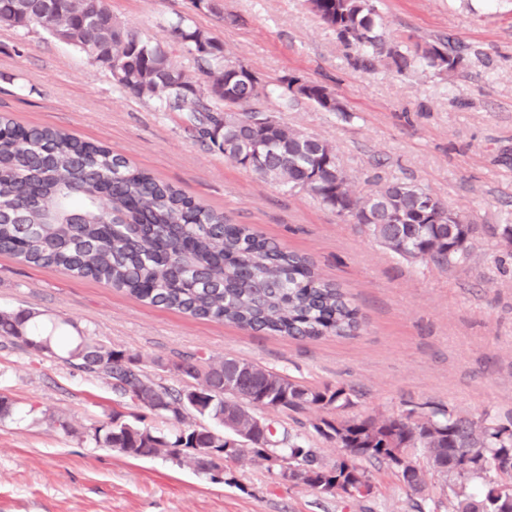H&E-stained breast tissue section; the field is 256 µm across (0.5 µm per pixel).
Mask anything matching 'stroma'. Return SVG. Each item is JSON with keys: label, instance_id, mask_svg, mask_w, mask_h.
I'll return each instance as SVG.
<instances>
[{"label": "stroma", "instance_id": "obj_1", "mask_svg": "<svg viewBox=\"0 0 512 512\" xmlns=\"http://www.w3.org/2000/svg\"><path fill=\"white\" fill-rule=\"evenodd\" d=\"M126 29L166 47L198 86L207 77L171 32L178 19L209 31L263 84L288 76L328 86L347 117L311 104L264 106L288 127L329 142L352 190L370 196L392 182L431 192L478 232L451 268L398 257L350 219L305 191L241 168L197 141L185 113L133 97L72 46L40 28L0 27V113L107 144L187 195L308 255L356 302L351 337L294 340L197 320L144 304L103 284L0 255V309L32 308L48 334H75L136 355L155 381L183 383L174 364L204 354L252 360L302 383L358 393L351 418L399 416L422 404L512 421V0H377L398 45L452 34L465 65L442 78L419 66L404 73L353 64L307 0H223L221 13L195 0H108ZM0 512H415L438 499L442 477L426 472L421 493L392 470H372L365 498L325 494L281 481L251 453L212 476L167 457L131 459L97 446L95 428L113 414L147 409L117 402L107 379L61 358L0 344ZM318 449L326 465L342 450L314 429L322 414L258 409ZM67 422L69 431L59 428Z\"/></svg>", "mask_w": 512, "mask_h": 512}]
</instances>
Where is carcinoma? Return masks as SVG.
Instances as JSON below:
<instances>
[{
	"label": "carcinoma",
	"mask_w": 512,
	"mask_h": 512,
	"mask_svg": "<svg viewBox=\"0 0 512 512\" xmlns=\"http://www.w3.org/2000/svg\"><path fill=\"white\" fill-rule=\"evenodd\" d=\"M310 8L344 43L356 48L354 65L373 70L382 64L398 73L419 65L439 76L456 73L464 48L448 36L416 40L404 47L387 39L375 0H308ZM0 27L28 29V13L17 0H0ZM50 36L64 32L71 46L93 62L108 65L131 95L154 99L167 112H185L196 135L241 168L291 190L305 188L340 217L365 227L404 259L451 267L468 254L476 226L461 216L448 222V207L407 182H392L368 197L356 196L333 147L280 121L260 125L271 94L288 104L309 102L326 112L345 114L327 87L292 76L284 89L262 84L246 65L231 59L210 33L183 22L173 28L197 69L209 77L206 89L193 81L158 43L127 30L107 0H55L42 15ZM0 253L38 267L56 268L124 291L151 306L194 319L228 322L255 332L294 339L353 336L359 309L337 284L320 277L308 257L290 252L245 224L206 207L169 182L133 165L112 148L50 127H24L0 114ZM41 313L32 309L0 312V339L30 354L59 357L65 337L35 331ZM67 359L87 373L109 380L120 399L141 405L167 429L112 417L94 431L95 443L137 459L163 455L177 465L202 471L198 449L220 459L224 433L188 423L192 414L212 420L239 397L249 407L337 411L354 404L345 386L309 387L244 358L214 362L193 356L175 364L182 377L201 383L185 393L143 373L140 359L112 345L84 339ZM314 429L343 449L325 466L306 443L278 438L272 429L254 436L250 452L270 461L288 457L306 474L304 484L325 491L365 483L369 466L391 467L400 449L413 471V491L424 487V473L412 451L421 448L434 472L454 497V512H512V428L490 414L455 413L432 406L424 415L369 416L359 420L322 419ZM479 485L468 494L463 481Z\"/></svg>",
	"instance_id": "cac0c4a2"
}]
</instances>
